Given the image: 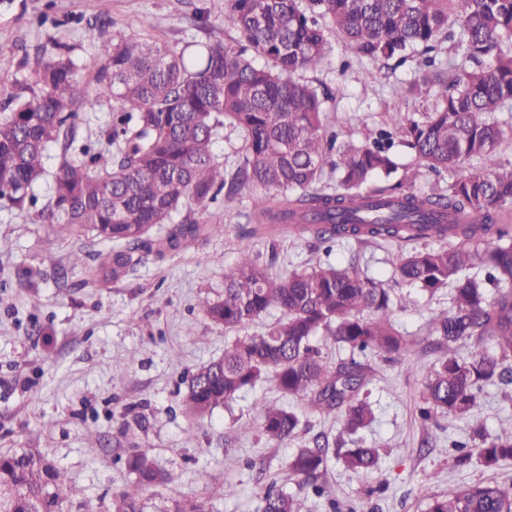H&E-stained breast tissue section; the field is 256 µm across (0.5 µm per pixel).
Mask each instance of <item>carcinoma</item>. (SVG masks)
<instances>
[{"label": "carcinoma", "instance_id": "carcinoma-1", "mask_svg": "<svg viewBox=\"0 0 512 512\" xmlns=\"http://www.w3.org/2000/svg\"><path fill=\"white\" fill-rule=\"evenodd\" d=\"M208 12L242 40L190 42L178 51L133 34L114 45L110 23L102 21L89 35L110 47L105 56L78 63L61 44L53 59L37 63L0 114V199L21 207L48 179L42 223L124 245L102 263L115 278L145 256L163 258L222 233L224 225L195 218L221 191L229 200L253 193L251 235L291 227L319 243H397L395 278L429 296L451 287L450 307L430 317L448 352L419 366L422 427L428 433L440 416L472 413L487 386L512 383V171L500 170L497 156L512 125L496 117L512 107V0H209ZM331 31L357 56L420 54L424 76L401 91L430 106L399 134L420 166L463 170L447 192L410 191L406 184L416 171L395 184L368 187L395 170L386 147L390 132L372 143L336 145L323 99L295 78L328 55ZM442 38L456 56L446 80L432 55ZM80 69L94 72L93 92L77 81ZM103 102L117 113L105 147L77 146L79 113ZM226 122L245 135L243 159L228 176L213 152ZM53 147L48 171L44 158ZM328 165L336 187L319 189ZM185 204L195 210L166 237L154 236ZM428 241L439 246L403 251ZM475 267L484 278L471 274ZM488 284L496 290L492 297ZM394 306L391 289L352 265L317 264L273 277L258 257L241 253L224 277V296L201 299L200 309L229 331L272 309L280 317L258 334L225 340L224 356L192 375L183 400L187 414L203 418L271 380L282 396L305 399L341 424V438L318 433L288 459V478L299 490L327 493L318 479L331 446L345 448L347 436L352 447L342 455L345 466L373 470L378 450L355 438L374 420L369 366L358 358L408 364L409 342L392 320ZM318 336L349 357L325 359L313 345ZM260 431L281 444L299 436L302 421L292 409L267 404ZM474 433L484 467L512 460V426L490 437L482 428ZM126 465L135 478L114 512H144L142 493L167 477L144 453L129 455ZM75 493L48 453L0 454V512H64L65 499ZM299 509L294 494L263 496L262 512ZM427 512H512V489L491 481L451 485L429 498Z\"/></svg>", "mask_w": 512, "mask_h": 512}]
</instances>
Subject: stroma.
<instances>
[{
  "label": "stroma",
  "instance_id": "35a3bbf8",
  "mask_svg": "<svg viewBox=\"0 0 512 512\" xmlns=\"http://www.w3.org/2000/svg\"><path fill=\"white\" fill-rule=\"evenodd\" d=\"M205 7V0H0V106L30 75L31 63L52 58L57 44L71 46L80 60L103 55L104 46L87 35L101 20L110 22L116 42L142 31L173 48L193 37L235 40L236 32L205 15ZM145 18L152 22L146 30ZM330 43L328 56L303 78L327 93V125L338 141L375 137L426 111L425 102L400 92L419 76L416 59L374 62L351 53L339 37ZM392 155L398 175L417 171L419 192L447 187L456 176L419 169L401 142ZM34 194L21 208L0 201V453L46 451L79 490L66 512H113L119 492L134 480L125 463L134 452L169 475L144 492V512H169L177 501L197 502L203 512H261L266 489L295 492L287 462L310 435H338L336 418L282 396L270 382L204 418L186 414L190 372L224 354V330L198 301L223 295L224 274L241 252L258 256L274 274L317 262L355 265L401 297L395 324L410 342V359L429 364L448 349L429 317L449 307V289L427 296L394 280L389 245L349 240L328 249L288 232L248 235L252 197L245 192L231 201L218 197L203 213V220L223 225L222 235L91 282L73 267L72 252L85 251L96 267L112 242L81 231L57 235L39 219L49 182L40 181ZM369 362L375 420L360 436L378 448V465L356 473L330 454L320 477L329 493L300 495L301 512H426L429 497L451 485H512V461L493 469L455 463L456 443L472 453L478 448L469 439L472 425L494 433L512 424V387H488L467 417H441L437 440L428 443L418 418L424 375L379 357ZM271 401L298 412L306 432L278 445L255 429L239 433L242 423L258 424L261 405ZM212 483L227 486L228 494L211 495Z\"/></svg>",
  "mask_w": 512,
  "mask_h": 512
}]
</instances>
